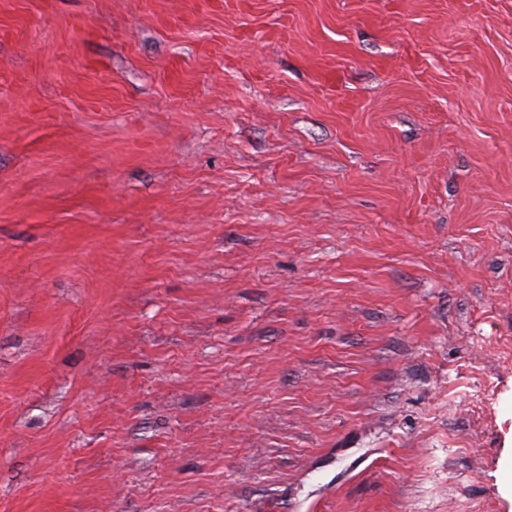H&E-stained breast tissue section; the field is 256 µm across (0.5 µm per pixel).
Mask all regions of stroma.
<instances>
[{"label": "stroma", "instance_id": "1", "mask_svg": "<svg viewBox=\"0 0 512 512\" xmlns=\"http://www.w3.org/2000/svg\"><path fill=\"white\" fill-rule=\"evenodd\" d=\"M0 512H512V0H0Z\"/></svg>", "mask_w": 512, "mask_h": 512}]
</instances>
